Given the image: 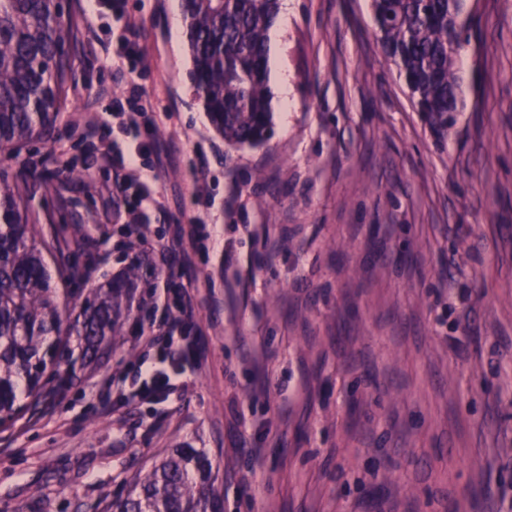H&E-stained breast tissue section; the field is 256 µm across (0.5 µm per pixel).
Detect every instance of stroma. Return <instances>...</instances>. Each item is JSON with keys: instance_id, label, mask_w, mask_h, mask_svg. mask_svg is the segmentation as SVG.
<instances>
[{"instance_id": "obj_1", "label": "stroma", "mask_w": 512, "mask_h": 512, "mask_svg": "<svg viewBox=\"0 0 512 512\" xmlns=\"http://www.w3.org/2000/svg\"><path fill=\"white\" fill-rule=\"evenodd\" d=\"M268 31L269 138L236 148L191 80L181 0H126L125 21L62 0L72 37L51 141L0 172L22 190L50 270L77 263L66 308L131 264L112 355L0 427V512H107L173 448L203 449L224 512H512V0H467L464 95L445 136L416 112L377 37L371 0H288ZM132 32L154 108L147 155L163 209L131 231L121 180L80 138L123 84L90 30ZM206 165H199V158ZM212 225L170 262L190 285L199 367L165 408L99 402L135 363L131 340L178 225ZM72 232L60 237L57 227Z\"/></svg>"}]
</instances>
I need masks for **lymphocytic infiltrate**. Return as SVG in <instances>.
<instances>
[{"mask_svg":"<svg viewBox=\"0 0 512 512\" xmlns=\"http://www.w3.org/2000/svg\"><path fill=\"white\" fill-rule=\"evenodd\" d=\"M112 64L123 80L125 87L121 95L112 99V116L120 127L129 133H137L139 121L152 110L151 101L139 90L137 65L141 50L135 39L124 37L112 46ZM158 148L151 137L139 139L134 150L121 147L102 153L101 159L113 170L123 175L125 181L140 186L141 195L131 208L133 222L140 229H147L155 211L162 203L149 188L148 177L142 176L138 161L147 154L157 153ZM168 248L156 252V260L165 270L163 286L154 295L147 326L141 327L136 345L142 357L134 366L129 382L115 383L118 395L125 400L149 399L157 403L169 400L170 396L186 384L187 367L193 366L194 354L187 342L188 327L193 321V309L187 287L178 282L169 266Z\"/></svg>","mask_w":512,"mask_h":512,"instance_id":"obj_1","label":"lymphocytic infiltrate"}]
</instances>
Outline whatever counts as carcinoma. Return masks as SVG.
Masks as SVG:
<instances>
[{
  "mask_svg": "<svg viewBox=\"0 0 512 512\" xmlns=\"http://www.w3.org/2000/svg\"><path fill=\"white\" fill-rule=\"evenodd\" d=\"M194 83L224 140L262 143L268 134L267 35L278 0H183ZM384 53L403 70L417 111L438 136L458 111L455 56L471 14L464 0H371ZM57 0H0V155L51 137L67 95L70 27ZM127 280L94 290L73 319L47 271L38 225L18 180L0 175V427L24 410L19 387L37 399L61 371L98 362L127 298ZM206 453L174 449L109 512H223Z\"/></svg>",
  "mask_w": 512,
  "mask_h": 512,
  "instance_id": "1",
  "label": "carcinoma"
}]
</instances>
